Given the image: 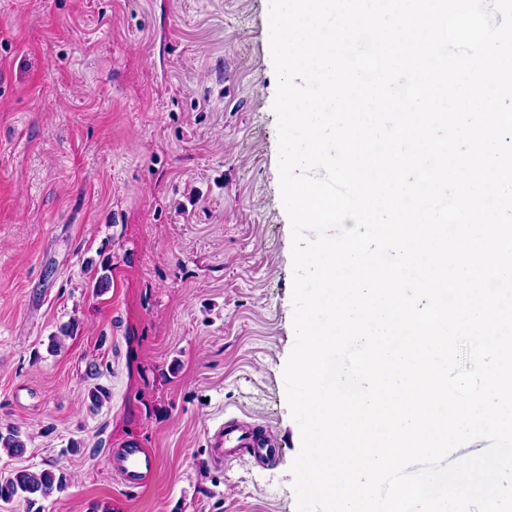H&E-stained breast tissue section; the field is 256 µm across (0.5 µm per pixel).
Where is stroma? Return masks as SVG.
<instances>
[{"label":"stroma","mask_w":512,"mask_h":512,"mask_svg":"<svg viewBox=\"0 0 512 512\" xmlns=\"http://www.w3.org/2000/svg\"><path fill=\"white\" fill-rule=\"evenodd\" d=\"M269 6L0 0V476L62 467L43 512H297ZM231 418L279 457L207 466ZM155 468V457L147 455L141 448L131 446L123 450L114 470L125 485L140 487Z\"/></svg>","instance_id":"obj_1"}]
</instances>
